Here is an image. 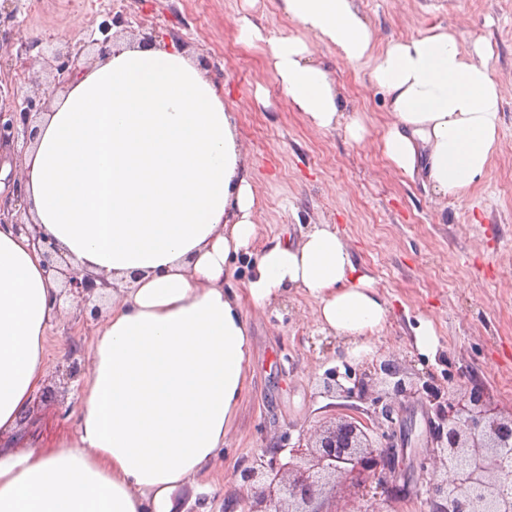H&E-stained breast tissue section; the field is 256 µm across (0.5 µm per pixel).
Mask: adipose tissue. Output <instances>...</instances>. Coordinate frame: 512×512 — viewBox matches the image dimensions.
<instances>
[{
    "label": "adipose tissue",
    "instance_id": "1",
    "mask_svg": "<svg viewBox=\"0 0 512 512\" xmlns=\"http://www.w3.org/2000/svg\"><path fill=\"white\" fill-rule=\"evenodd\" d=\"M279 9L301 35L274 36L244 17L233 24L311 127L375 146L443 199L486 173L502 110L486 44L467 48L441 29L377 46L356 0H279ZM317 42L366 67L388 107L380 138L343 112L313 58ZM37 129L27 209L78 270L107 275L114 289L73 430L48 447L0 453V512H177L175 489L209 492L201 478L244 393L253 357L244 301L307 294L351 356L367 351L387 307L326 224L297 245L265 248L243 288L225 290L233 256L256 237L251 169L223 88L175 45L112 47ZM57 290L27 237L0 231V433L43 385Z\"/></svg>",
    "mask_w": 512,
    "mask_h": 512
}]
</instances>
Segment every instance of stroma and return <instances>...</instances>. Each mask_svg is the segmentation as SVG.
<instances>
[{"label": "stroma", "mask_w": 512, "mask_h": 512, "mask_svg": "<svg viewBox=\"0 0 512 512\" xmlns=\"http://www.w3.org/2000/svg\"><path fill=\"white\" fill-rule=\"evenodd\" d=\"M357 2L381 45L437 27L464 46L480 39L489 45L502 94L501 144L486 175L462 198H438L422 179L395 172L375 149L349 143L339 130H316L291 108L264 53L238 43L233 25L246 15L271 34H299L280 14L278 0H30L19 17L30 49H0V84L21 86L47 111L55 71L38 41L52 40L61 53L78 54L90 67L99 59L93 41L112 12L132 20L118 42L178 36L237 103L239 135L253 171L257 237L237 256L225 289L249 280L264 248L300 242L314 225L329 224L388 306L385 324L367 340L368 352L350 357L347 339L323 331L308 295L290 290L263 308L245 304L253 362L224 448L204 477L211 512H222L223 493L236 490L233 476L247 460L340 417L346 398L323 389L330 370L342 374L384 361L400 366L416 389L399 399L400 415L413 427L407 458L415 466L429 437L428 419L448 396L468 399L478 385L501 415L512 414V0ZM314 58L337 83L343 110L359 113L380 137L389 116L383 95L366 86L365 67L343 63L319 44ZM427 323L437 342L432 352L417 345ZM97 329L82 324L75 304H64L47 332V394L31 402L25 436L49 446L72 430L77 391L62 389L59 369L70 345L89 353Z\"/></svg>", "instance_id": "35a3bbf8"}]
</instances>
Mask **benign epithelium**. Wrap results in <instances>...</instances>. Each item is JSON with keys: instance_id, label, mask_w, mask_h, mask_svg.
I'll list each match as a JSON object with an SVG mask.
<instances>
[{"instance_id": "obj_1", "label": "benign epithelium", "mask_w": 512, "mask_h": 512, "mask_svg": "<svg viewBox=\"0 0 512 512\" xmlns=\"http://www.w3.org/2000/svg\"><path fill=\"white\" fill-rule=\"evenodd\" d=\"M6 95L14 107L0 110V146L34 141L35 101L14 86ZM24 215L18 188L0 196V229L29 238L45 272L61 282L55 301L68 296L83 305L85 321L97 320L101 307L94 298L106 297L112 283L74 269L58 244ZM76 355L73 351L66 358V388L84 371ZM379 382L391 385L396 396L407 394L399 368L390 362L358 373L351 388L338 381L336 372H327L325 392L357 398L368 408L353 406L331 424L303 434L290 448L272 446L238 469L235 481L244 512H367L364 503L372 499L389 506L413 494L424 498L430 512H512V415H498L478 391L471 394L469 406L448 399L438 408L434 436L420 462L422 477L416 481L414 467L407 463L404 421L394 419L395 401L374 391Z\"/></svg>"}]
</instances>
